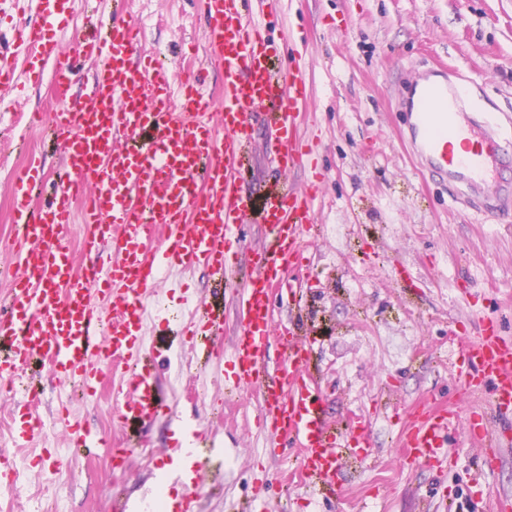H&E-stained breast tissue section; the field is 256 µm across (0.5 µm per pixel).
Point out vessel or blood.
Returning a JSON list of instances; mask_svg holds the SVG:
<instances>
[{
    "label": "vessel or blood",
    "instance_id": "obj_1",
    "mask_svg": "<svg viewBox=\"0 0 512 512\" xmlns=\"http://www.w3.org/2000/svg\"><path fill=\"white\" fill-rule=\"evenodd\" d=\"M65 2L39 0L38 21L21 31L29 74L53 61L61 92L78 81L79 60H96L99 67L89 93L59 111L30 116L34 125H50L70 173L43 210L35 205L40 161L29 160L13 177L11 250L20 273L9 292L10 315L0 317V342L10 350L0 358V392L11 391L36 355L53 378L79 377L89 391L104 367L119 365L122 379L112 389L119 423L156 419L166 406L143 345L147 301L160 273L203 267L229 288L236 310L230 346L206 350L207 360L225 365V392L253 394L264 454L283 445L296 449L290 480L331 484L340 449L358 450L359 461H367L373 436L359 414L350 415L340 431L327 423L306 350L294 342L299 329L276 320L272 311L289 269L302 259L303 233L317 220L318 188L283 187L258 203L239 185L258 122L275 134L271 154L279 172L305 168L314 153L302 130L306 84L291 49L257 20L255 0H203L208 57L224 77L216 102L202 91V69L178 72L143 53L140 26L130 14L113 13L109 36L62 48L51 31ZM175 86L182 97L177 112L170 106ZM472 101L448 70H425L404 87L400 132L420 168L436 181L461 184L471 208L490 210L512 203V181L501 175L512 152L500 138L497 113L476 111ZM217 108L223 112L218 127L210 118ZM457 143L462 153L454 152ZM77 216L87 228L83 250L108 247L110 257L98 267L80 270L73 263L67 229ZM254 216L270 243L254 250L253 273L239 283L237 235ZM94 290L103 304L91 302ZM220 324L219 316L197 308L183 319L182 333L195 341L215 335ZM97 325L103 337L95 342L90 330ZM276 343L284 351L273 367L269 354ZM454 344L448 367L459 402L490 398L489 409L471 411L465 432L480 451V470L491 471L512 452V336L498 317L483 316L473 333L455 337ZM455 419L452 406L415 404L398 433L402 464L421 462L447 473L454 465ZM208 466V456H196L170 512H195L196 489Z\"/></svg>",
    "mask_w": 512,
    "mask_h": 512
}]
</instances>
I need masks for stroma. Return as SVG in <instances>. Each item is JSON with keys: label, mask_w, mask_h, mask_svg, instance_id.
<instances>
[{"label": "stroma", "mask_w": 512, "mask_h": 512, "mask_svg": "<svg viewBox=\"0 0 512 512\" xmlns=\"http://www.w3.org/2000/svg\"><path fill=\"white\" fill-rule=\"evenodd\" d=\"M137 17L145 49L172 69L203 55L207 19L201 0H69L56 40L73 46L84 36L110 31L118 7ZM30 12L0 0V58L23 65L19 30ZM273 37H294L309 90L308 132L316 141L315 170L279 173L257 127L240 171L247 195L262 199L281 183L305 188L321 182L317 221L307 232L300 288L279 303L282 319L301 316L309 366L321 383L325 417L342 425L353 412L370 414L375 446L357 462L342 449L334 482L344 493L286 488L276 480L258 486L263 472L295 463L294 450L265 459L254 425V402L224 397V373L190 369L184 337L163 315L144 329L154 349V381L170 415L123 430L115 421L112 385L120 371L106 369L96 393L78 384L42 379L30 399L17 389L0 395V441L10 443L24 403L42 417L41 434L11 453L22 481L18 496L0 494V512H151L160 473H169L167 496L182 490L176 474L185 459L176 450L189 428L206 430L211 468L197 493V512H239L261 495V512H442L440 487L451 498L490 501L512 494V454L471 486L474 451L464 437L456 466L436 477L425 465L402 468L394 448L399 417L422 398L450 401L448 332L471 328L486 313L500 316L512 336V208L476 212L454 202L422 171L400 137L397 114L406 79L430 67L460 72L487 111L512 117V0H277L263 17ZM53 68L38 80L20 78L0 91V267L16 268L4 244L13 233L10 176L29 153L44 157L47 203L66 171L48 127H28L30 111L55 112L66 101L54 91ZM167 306L211 305L224 314L222 343L233 335L232 304L202 268L156 287ZM82 421L97 442L73 449L58 417ZM143 436L153 464L132 456L126 471L112 468L116 444Z\"/></svg>", "instance_id": "stroma-1"}]
</instances>
